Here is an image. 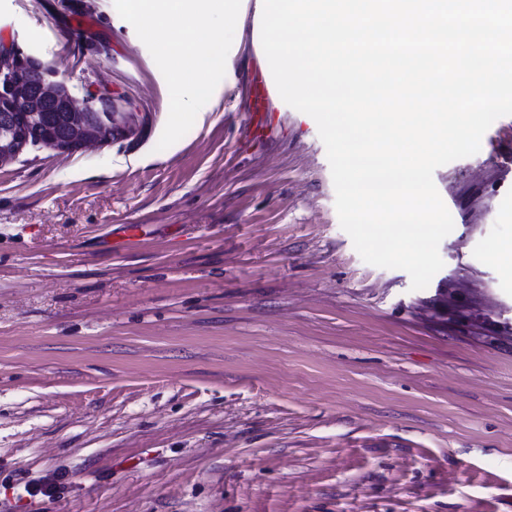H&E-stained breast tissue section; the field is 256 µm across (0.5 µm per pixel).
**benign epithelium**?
<instances>
[{"mask_svg":"<svg viewBox=\"0 0 512 512\" xmlns=\"http://www.w3.org/2000/svg\"><path fill=\"white\" fill-rule=\"evenodd\" d=\"M38 60L21 53L14 45L0 42V123L9 130L0 135V168L16 162L26 150L47 146L63 152H78L112 143L113 135L132 132L123 112H96L97 103L108 100L103 95L95 100L80 101L67 85L55 79L56 70L42 64V92L47 97L63 100L67 108L68 135L53 138L35 129L37 113L20 109L27 101L25 74Z\"/></svg>","mask_w":512,"mask_h":512,"instance_id":"7a95c632","label":"benign epithelium"}]
</instances>
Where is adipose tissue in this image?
Segmentation results:
<instances>
[{"instance_id": "adipose-tissue-1", "label": "adipose tissue", "mask_w": 512, "mask_h": 512, "mask_svg": "<svg viewBox=\"0 0 512 512\" xmlns=\"http://www.w3.org/2000/svg\"><path fill=\"white\" fill-rule=\"evenodd\" d=\"M123 5L127 13L140 19L144 31L163 29L169 34L168 39L159 42L158 49L173 63L177 91L171 100L172 112L212 111L215 98L201 80L199 68H220L226 60L205 41L184 45L180 39L185 33L209 29L215 16H222L227 23L234 21L237 12L231 0H123Z\"/></svg>"}]
</instances>
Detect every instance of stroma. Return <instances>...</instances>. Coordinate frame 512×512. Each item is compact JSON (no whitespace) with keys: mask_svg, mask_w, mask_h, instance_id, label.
<instances>
[{"mask_svg":"<svg viewBox=\"0 0 512 512\" xmlns=\"http://www.w3.org/2000/svg\"><path fill=\"white\" fill-rule=\"evenodd\" d=\"M239 12L177 118L119 0H0V41L133 115L0 169V512H512V115L436 169L454 228L412 289L341 228L310 116L274 98L252 139Z\"/></svg>","mask_w":512,"mask_h":512,"instance_id":"obj_1","label":"stroma"}]
</instances>
